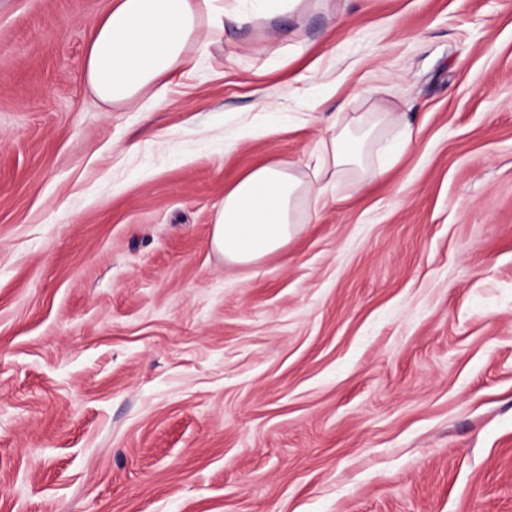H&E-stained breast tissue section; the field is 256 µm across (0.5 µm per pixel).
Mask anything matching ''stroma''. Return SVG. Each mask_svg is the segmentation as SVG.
<instances>
[{"label":"stroma","mask_w":512,"mask_h":512,"mask_svg":"<svg viewBox=\"0 0 512 512\" xmlns=\"http://www.w3.org/2000/svg\"><path fill=\"white\" fill-rule=\"evenodd\" d=\"M108 5L0 0V512H512V0H302L146 112L84 82ZM316 104L417 142L225 264Z\"/></svg>","instance_id":"1"}]
</instances>
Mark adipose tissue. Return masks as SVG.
Masks as SVG:
<instances>
[{"instance_id": "obj_1", "label": "adipose tissue", "mask_w": 512, "mask_h": 512, "mask_svg": "<svg viewBox=\"0 0 512 512\" xmlns=\"http://www.w3.org/2000/svg\"><path fill=\"white\" fill-rule=\"evenodd\" d=\"M252 12L228 11L224 0H111L95 21L85 57L84 77L95 96L110 106L135 108L141 100L161 102L166 77L187 63L186 48L206 54L207 34L225 21H268L297 9L300 0H253ZM396 113L366 112L326 118L308 167L309 175L272 162L246 171L224 191L213 216L211 246L232 265H250L273 255L297 236L312 210L325 205L338 173L359 172L360 184L383 179L413 145L412 130L385 148L386 158L368 155Z\"/></svg>"}]
</instances>
